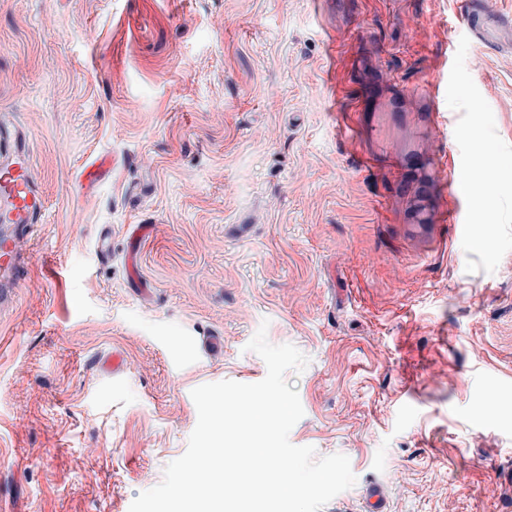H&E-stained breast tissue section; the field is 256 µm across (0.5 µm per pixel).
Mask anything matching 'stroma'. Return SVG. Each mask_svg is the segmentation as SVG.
Masks as SVG:
<instances>
[{
    "mask_svg": "<svg viewBox=\"0 0 512 512\" xmlns=\"http://www.w3.org/2000/svg\"><path fill=\"white\" fill-rule=\"evenodd\" d=\"M483 3L484 39L467 0H0L46 201L0 308V512H129L192 389L265 377L262 326L309 359L291 443L356 477L322 512H512V0Z\"/></svg>",
    "mask_w": 512,
    "mask_h": 512,
    "instance_id": "stroma-1",
    "label": "stroma"
}]
</instances>
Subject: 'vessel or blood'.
Masks as SVG:
<instances>
[{
	"mask_svg": "<svg viewBox=\"0 0 512 512\" xmlns=\"http://www.w3.org/2000/svg\"><path fill=\"white\" fill-rule=\"evenodd\" d=\"M31 148L19 127L0 124V305L13 300L26 265L16 250L17 240L41 223L45 198L30 175Z\"/></svg>",
	"mask_w": 512,
	"mask_h": 512,
	"instance_id": "obj_1",
	"label": "vessel or blood"
}]
</instances>
